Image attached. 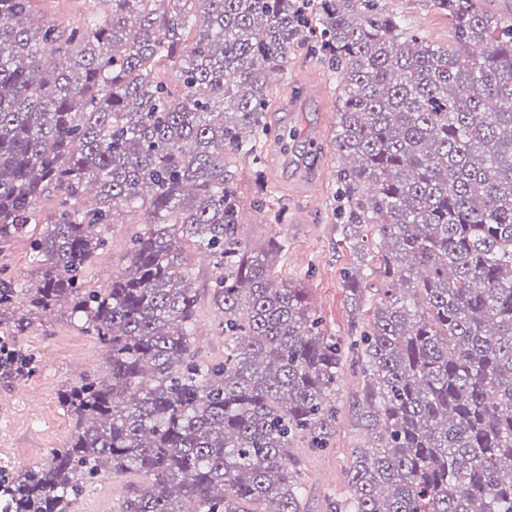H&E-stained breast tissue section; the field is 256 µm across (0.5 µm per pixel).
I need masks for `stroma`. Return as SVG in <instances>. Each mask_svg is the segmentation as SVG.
Instances as JSON below:
<instances>
[{"label":"stroma","instance_id":"obj_1","mask_svg":"<svg viewBox=\"0 0 512 512\" xmlns=\"http://www.w3.org/2000/svg\"><path fill=\"white\" fill-rule=\"evenodd\" d=\"M399 4L412 29L431 41L448 42L444 15L419 8L416 0H399ZM93 9L92 0H35L33 12L67 31ZM336 120L334 80L315 54H292L284 88L273 102L268 123L275 132H295L296 138L286 145L276 137L269 138L262 149L261 168H253L248 160L241 159L235 172L244 181L258 175L266 199L285 204L284 218L278 224L267 223L260 211L246 209L240 226L243 240L259 247L274 237L287 239L288 249L275 265L278 278L302 284L328 333L346 337L351 335L353 325L344 273L357 265L365 275L364 285L374 284L375 279L370 275L371 257H358L341 241L332 197L336 181L321 176L322 170L338 166L330 143ZM136 220V215L126 213L121 223L110 226L109 247L89 270L93 283L107 282L121 269L131 225ZM40 230V225H32L30 234L0 249L1 271L22 281L34 279L28 255L31 238ZM217 322L210 305L201 303L195 322L199 331L195 346L200 358L210 360L224 354V338L216 328ZM14 342L36 356L38 367L21 381L0 379V471L5 473L39 465L50 449L64 446L73 422L58 402L59 390L82 375L105 368L93 339L59 316L35 323ZM357 388V378L344 372L336 396L340 420L327 449L315 451L299 443L293 450L304 467L307 512H325L327 497L344 484L351 452L360 440L350 421ZM126 484L123 478H102L88 488L75 512H116Z\"/></svg>","mask_w":512,"mask_h":512}]
</instances>
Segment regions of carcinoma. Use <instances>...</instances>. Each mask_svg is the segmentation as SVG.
<instances>
[{"mask_svg":"<svg viewBox=\"0 0 512 512\" xmlns=\"http://www.w3.org/2000/svg\"><path fill=\"white\" fill-rule=\"evenodd\" d=\"M95 2L66 37L0 0V244L43 225L34 283L0 276V326L60 313L105 356L59 394L65 446L0 478V512H74L106 475L141 477L118 512H306L291 448L328 447L346 366L362 441L326 512H512V23L417 0L448 17L445 45L387 0ZM305 46L336 80L343 241L379 258L376 287L348 276L345 340L276 281L287 240L239 236L262 200L232 167L261 164L274 74ZM124 208L141 227L93 286ZM196 252L219 359L194 345ZM30 363L9 348L0 376Z\"/></svg>","mask_w":512,"mask_h":512,"instance_id":"1","label":"carcinoma"}]
</instances>
